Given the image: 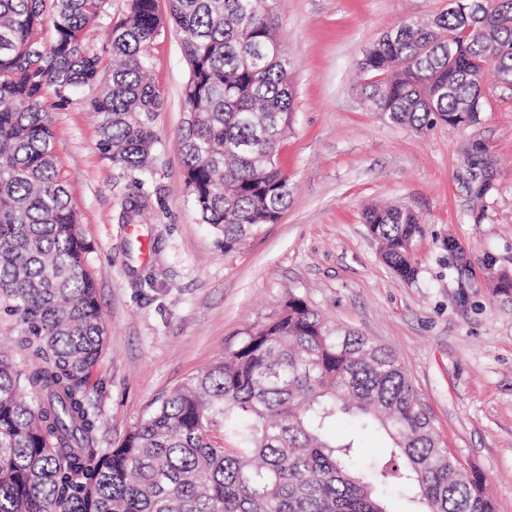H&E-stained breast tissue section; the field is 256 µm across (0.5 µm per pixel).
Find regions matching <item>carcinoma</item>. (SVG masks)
Masks as SVG:
<instances>
[{
  "mask_svg": "<svg viewBox=\"0 0 512 512\" xmlns=\"http://www.w3.org/2000/svg\"><path fill=\"white\" fill-rule=\"evenodd\" d=\"M105 2L0 0V311L23 351H0V512H495L397 356L297 295L155 401L118 446L98 447L90 378L105 329L52 112L94 90L99 151L150 187L164 99L147 49L175 28L194 114L178 136L190 202L230 253L288 206L278 156L296 102L294 62L272 53L276 0H168L164 16L156 0H130L106 32L111 67L84 38ZM360 69V95L383 119L463 127L489 106L483 77L512 78V0H448L382 33ZM365 223L388 267L413 281L418 216L372 207ZM345 419L357 428L339 434ZM219 428L234 443H215ZM365 429L388 451L362 467Z\"/></svg>",
  "mask_w": 512,
  "mask_h": 512,
  "instance_id": "carcinoma-1",
  "label": "carcinoma"
}]
</instances>
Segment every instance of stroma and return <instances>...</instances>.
<instances>
[{
  "label": "stroma",
  "instance_id": "obj_1",
  "mask_svg": "<svg viewBox=\"0 0 512 512\" xmlns=\"http://www.w3.org/2000/svg\"><path fill=\"white\" fill-rule=\"evenodd\" d=\"M447 3L276 0L297 89L280 152L290 197L277 223L230 253L189 201L177 145L188 66L174 29L148 50L164 98L161 149L133 221L124 212L138 190L98 149L89 91L54 111L58 167L93 246L106 332L90 378L99 447H116L154 401L292 292L394 352L448 449L486 479L496 512H512V102L492 99L460 129L417 131L380 120L358 93L372 42ZM382 203L411 207L425 226L412 282L393 277L365 226V209Z\"/></svg>",
  "mask_w": 512,
  "mask_h": 512
}]
</instances>
